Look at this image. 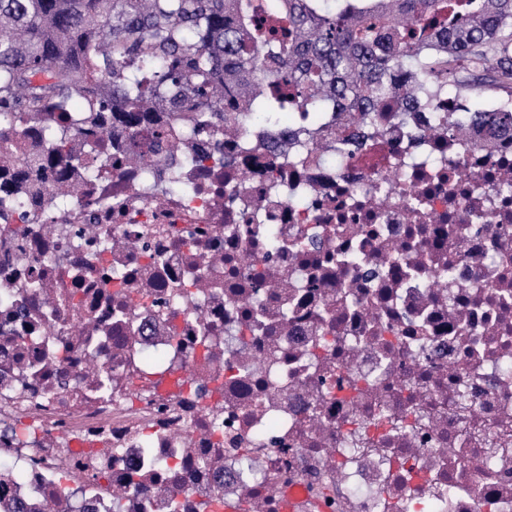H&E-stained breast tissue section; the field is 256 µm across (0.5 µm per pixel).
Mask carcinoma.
<instances>
[{
  "label": "carcinoma",
  "instance_id": "1",
  "mask_svg": "<svg viewBox=\"0 0 512 512\" xmlns=\"http://www.w3.org/2000/svg\"><path fill=\"white\" fill-rule=\"evenodd\" d=\"M429 54L445 73L491 54L512 85V0H0V115L35 121L81 90L80 137L112 135L120 112L135 142L162 102L226 124L281 111L290 89L313 112H376L393 92L412 110L434 93ZM44 135L50 150L33 175L0 163L1 209L49 172L67 178L58 160L70 130Z\"/></svg>",
  "mask_w": 512,
  "mask_h": 512
}]
</instances>
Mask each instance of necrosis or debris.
Masks as SVG:
<instances>
[{
    "label": "necrosis or debris",
    "mask_w": 512,
    "mask_h": 512,
    "mask_svg": "<svg viewBox=\"0 0 512 512\" xmlns=\"http://www.w3.org/2000/svg\"><path fill=\"white\" fill-rule=\"evenodd\" d=\"M159 119L0 215V512H512V97Z\"/></svg>",
    "instance_id": "obj_1"
}]
</instances>
